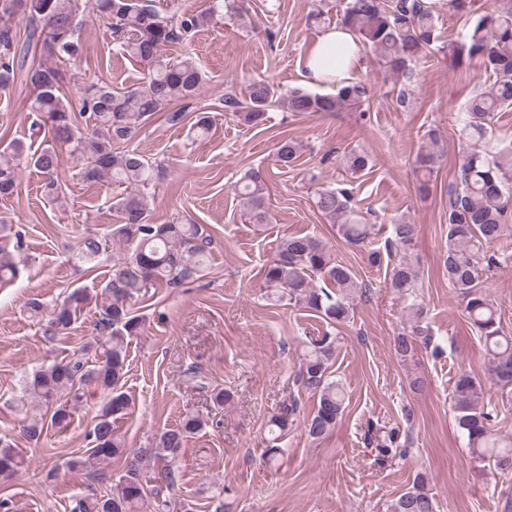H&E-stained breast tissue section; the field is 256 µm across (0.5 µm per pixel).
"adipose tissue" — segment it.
<instances>
[{"label": "adipose tissue", "instance_id": "1", "mask_svg": "<svg viewBox=\"0 0 512 512\" xmlns=\"http://www.w3.org/2000/svg\"><path fill=\"white\" fill-rule=\"evenodd\" d=\"M363 61L352 35L339 27L329 26L311 47L304 62V76L309 83H339Z\"/></svg>", "mask_w": 512, "mask_h": 512}]
</instances>
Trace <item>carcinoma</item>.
Instances as JSON below:
<instances>
[{
  "label": "carcinoma",
  "mask_w": 512,
  "mask_h": 512,
  "mask_svg": "<svg viewBox=\"0 0 512 512\" xmlns=\"http://www.w3.org/2000/svg\"><path fill=\"white\" fill-rule=\"evenodd\" d=\"M235 2L207 0L203 13H181L174 6L171 13L163 15L151 0H0V92L13 86L29 51V45L19 44L11 25L18 16L41 24L43 46L49 55L61 63H74L83 53L81 16L92 10L110 22L117 50L147 67L141 86L118 91L104 81L81 82L76 74L69 75L55 66L31 65L25 72L31 89L28 109L37 118L31 129L34 135H43V146L34 150L24 141L13 139L0 149L1 199H9L17 191L19 170L24 164L45 175L48 195H59L58 148L62 146L70 147L71 154L82 160L83 181L107 180L130 188L112 204L118 216L111 228L112 240L128 251L112 265L111 276L101 290L99 334L84 345L82 356L42 365L25 381L24 393L48 404L65 392L73 397L71 402L56 405L49 420L27 424L24 433L29 439L40 440L50 428H67L76 402L83 396L80 387L91 384L100 391L96 419L89 431L92 447L86 458L70 462V467L82 469L114 457L125 460L118 492L110 497L83 493L75 499L72 512H174L175 503L162 494V487L149 485L146 474L159 466L165 486H174L181 448L205 425L201 415L188 413L177 425L162 431L151 448H128L117 434L131 406L124 391L127 348L143 325L134 306L162 282L179 287L201 278L212 244V239L188 218L177 216L165 224L153 222L146 191L156 185L162 168L146 160L133 141L141 127L159 112L166 113L167 122L173 126L183 123L189 113L183 107L171 111L170 105L189 104L204 84L203 70L192 52L173 60L164 55L163 47L187 40L202 19L223 8H234ZM503 2L498 11L472 18L463 41L446 44L448 56L476 59L494 79L488 90L476 92L464 106L466 139L475 144L490 140L495 113L512 108V0ZM438 19L432 0H342L339 24L354 36L359 47H370L383 68L402 75L409 83L414 77L413 64L441 41ZM69 84L77 94L75 103L67 96ZM369 98L370 89L358 81L338 85L334 95L296 88L287 96L288 109L298 113L359 107ZM279 99L272 82L254 79L248 83L244 99L233 94L224 97V110L244 125L259 128L266 124L269 108ZM79 114L87 116L91 124L80 125ZM424 144L417 156L422 191L428 190L435 163L445 151L436 128L425 131ZM301 149L297 141L283 139L277 148V161L288 167L295 163ZM371 166L372 158L364 152L352 151L345 156V167L353 174ZM510 172L512 141L485 155L463 151L458 156V180L448 186V246L442 265L448 284L463 296L466 317L484 344L490 380L512 393V336L503 332L497 309L480 284L481 274L496 262L485 247L503 236L504 214L512 209V189L506 184ZM238 193L249 203L252 223H268L263 171H248ZM315 204L326 217L342 221L339 233L347 243L365 251L370 265H382L381 251L369 247L372 225L359 219L352 188L322 190ZM415 235L416 225L400 222L391 225V236L386 241L387 255L397 256L387 265L386 287L410 301L411 329L393 340L395 353L402 360L413 357L420 346L429 347L432 341L420 325L423 306L415 293L418 273L409 260ZM263 279L270 298L302 305L319 313L331 326H341L351 319L350 298L360 287L353 271L335 262L325 245L310 235L284 237L275 257L264 268ZM317 279L330 288L316 286ZM88 300L89 294L77 289L56 306L49 321L52 334H67L76 321L77 310ZM337 347L338 337L328 333L310 341L296 373L297 384L317 397L305 425L307 434L315 440L335 430L345 408L343 386L329 375ZM453 410L456 429L467 440L472 458L480 464L491 463L503 472L511 471L512 440L507 442L499 436L494 409L484 404L481 385L467 372L456 378ZM296 411L292 406L270 419L266 459L272 461L280 454L279 443ZM22 465L23 457L11 439L0 436V474H10ZM387 512H436L434 498L425 491L424 477L417 478L414 489L391 501Z\"/></svg>",
  "instance_id": "1"
}]
</instances>
